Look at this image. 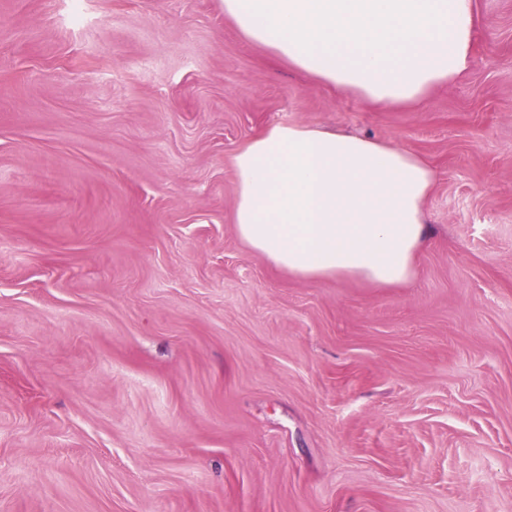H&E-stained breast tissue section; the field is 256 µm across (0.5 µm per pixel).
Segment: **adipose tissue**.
<instances>
[{
	"mask_svg": "<svg viewBox=\"0 0 512 512\" xmlns=\"http://www.w3.org/2000/svg\"><path fill=\"white\" fill-rule=\"evenodd\" d=\"M246 41L309 80L387 108L414 106L474 63L475 0H224ZM239 238L288 274L377 288L412 281L435 172L355 134L274 124L233 154Z\"/></svg>",
	"mask_w": 512,
	"mask_h": 512,
	"instance_id": "obj_1",
	"label": "adipose tissue"
}]
</instances>
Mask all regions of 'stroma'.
<instances>
[{
	"label": "stroma",
	"mask_w": 512,
	"mask_h": 512,
	"mask_svg": "<svg viewBox=\"0 0 512 512\" xmlns=\"http://www.w3.org/2000/svg\"><path fill=\"white\" fill-rule=\"evenodd\" d=\"M0 0V512H512V0L474 66L375 108L222 0ZM436 170L401 288L236 233L269 125Z\"/></svg>",
	"instance_id": "35a3bbf8"
}]
</instances>
